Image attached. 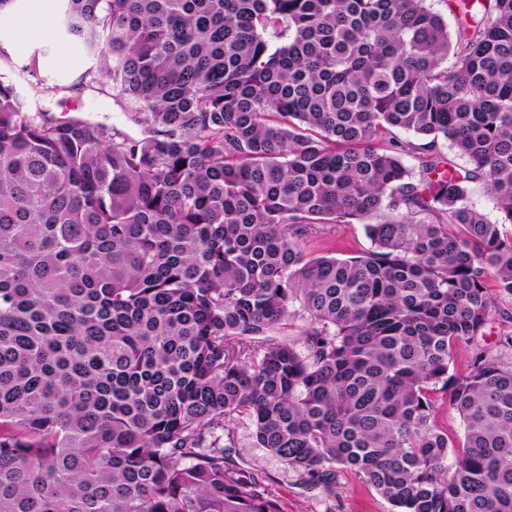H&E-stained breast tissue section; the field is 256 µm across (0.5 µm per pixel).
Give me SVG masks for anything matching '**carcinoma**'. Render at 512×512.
<instances>
[{
	"mask_svg": "<svg viewBox=\"0 0 512 512\" xmlns=\"http://www.w3.org/2000/svg\"><path fill=\"white\" fill-rule=\"evenodd\" d=\"M65 2L142 135L0 79V512H280L245 419L309 483L512 512V365L449 373L512 296V0ZM371 247V242L367 238L363 224H336L332 228L331 236L326 239L315 238L309 240V251L314 254L321 250L334 249L333 254L338 258H347L356 256L359 252Z\"/></svg>",
	"mask_w": 512,
	"mask_h": 512,
	"instance_id": "1",
	"label": "carcinoma"
}]
</instances>
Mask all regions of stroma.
I'll list each match as a JSON object with an SVG mask.
<instances>
[{
    "mask_svg": "<svg viewBox=\"0 0 512 512\" xmlns=\"http://www.w3.org/2000/svg\"><path fill=\"white\" fill-rule=\"evenodd\" d=\"M62 0H14L0 15V75L16 83L32 105L50 111L58 119L80 114L139 136L142 128L130 119L128 103L108 93L87 90L84 74L95 58L61 31ZM363 224H339L330 236L310 240L309 249L320 253L333 249L347 258L369 249ZM231 457L252 468L278 496L282 512H392L390 503L364 479L345 471L334 489L308 484L267 449L257 447L249 422L234 429Z\"/></svg>",
    "mask_w": 512,
    "mask_h": 512,
    "instance_id": "obj_1",
    "label": "stroma"
}]
</instances>
